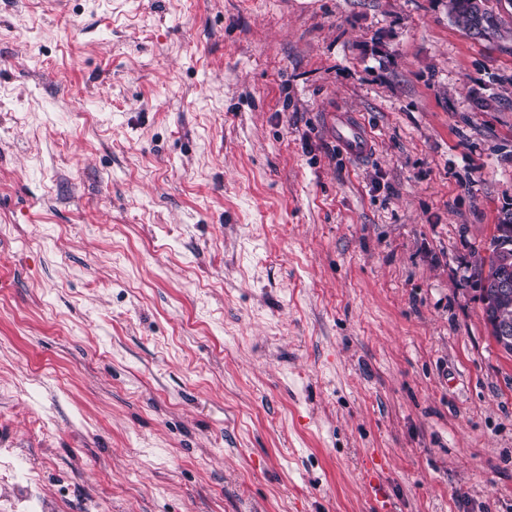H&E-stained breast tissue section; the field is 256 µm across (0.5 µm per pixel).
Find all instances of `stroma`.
Masks as SVG:
<instances>
[{
    "label": "stroma",
    "instance_id": "obj_1",
    "mask_svg": "<svg viewBox=\"0 0 512 512\" xmlns=\"http://www.w3.org/2000/svg\"><path fill=\"white\" fill-rule=\"evenodd\" d=\"M488 6L0 0V512H512ZM480 1L482 6L477 0H448V15L473 39L488 40L501 36L502 17L487 8L488 0ZM472 2L481 9H475ZM329 125L336 138V144L346 157L357 161L370 154L371 131L352 113L337 110L331 115ZM496 234L490 240V246L487 256H481L479 252L478 258L474 265L475 274L478 277L480 291V301L482 303L483 316L490 334L495 342L507 353L512 354V260L510 264L503 262L500 248L508 243L509 253L512 256V212H506L500 220V224L495 225ZM503 278L502 281H499ZM511 279V280H510ZM496 283L493 288H482L483 283ZM501 292L509 293L505 298L495 289ZM507 315L511 325V338L507 341L499 338L497 332V320L503 315Z\"/></svg>",
    "mask_w": 512,
    "mask_h": 512
}]
</instances>
